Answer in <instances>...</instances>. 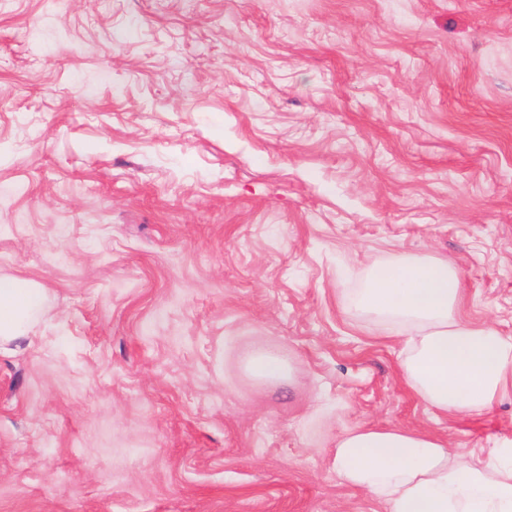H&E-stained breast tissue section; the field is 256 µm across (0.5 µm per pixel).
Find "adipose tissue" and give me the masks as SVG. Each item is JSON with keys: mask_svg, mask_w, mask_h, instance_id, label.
<instances>
[{"mask_svg": "<svg viewBox=\"0 0 512 512\" xmlns=\"http://www.w3.org/2000/svg\"><path fill=\"white\" fill-rule=\"evenodd\" d=\"M45 291L0 277V345L24 338ZM457 269L437 257L371 266L355 304L380 334L408 342L400 367L408 387L445 414H479L512 395V337L460 316ZM499 464L452 455L423 431L358 427L336 441L333 470L384 500L387 512H512V448Z\"/></svg>", "mask_w": 512, "mask_h": 512, "instance_id": "obj_1", "label": "adipose tissue"}]
</instances>
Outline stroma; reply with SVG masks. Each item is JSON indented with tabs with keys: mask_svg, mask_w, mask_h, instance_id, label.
<instances>
[{
	"mask_svg": "<svg viewBox=\"0 0 512 512\" xmlns=\"http://www.w3.org/2000/svg\"><path fill=\"white\" fill-rule=\"evenodd\" d=\"M403 256L512 336V0H0V275L46 294L0 512H386L360 426L487 459L512 396L435 413L353 305ZM241 363L245 370L263 379H279L287 374L292 378V367L277 354L267 348H248L241 354Z\"/></svg>",
	"mask_w": 512,
	"mask_h": 512,
	"instance_id": "35a3bbf8",
	"label": "stroma"
}]
</instances>
